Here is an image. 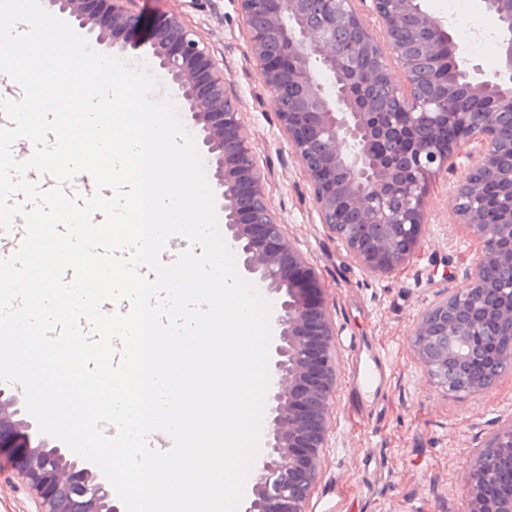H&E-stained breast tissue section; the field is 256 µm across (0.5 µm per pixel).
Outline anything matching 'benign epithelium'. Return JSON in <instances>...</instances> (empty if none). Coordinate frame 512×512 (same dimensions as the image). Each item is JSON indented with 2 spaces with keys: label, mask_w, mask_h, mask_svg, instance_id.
Segmentation results:
<instances>
[{
  "label": "benign epithelium",
  "mask_w": 512,
  "mask_h": 512,
  "mask_svg": "<svg viewBox=\"0 0 512 512\" xmlns=\"http://www.w3.org/2000/svg\"><path fill=\"white\" fill-rule=\"evenodd\" d=\"M372 3L369 27L355 2ZM124 0H51L91 33L148 32L152 55L171 77L184 120L212 155L224 200V240L241 272L278 298L271 313L268 418L244 512H308L329 437L337 388L335 332L323 286L275 216L266 180L244 132L240 98L178 17L149 22ZM248 46L288 147L313 189L321 223L360 268L388 276L414 257L426 224V177L451 172L462 146H479L452 195L456 222L478 241L464 284L431 303L410 341L428 383L445 396L488 391L477 359L512 367V286L496 269L512 250V0H480L509 36L501 69L486 75L460 55L422 0H239ZM458 81L448 82V69ZM464 97L493 110H464ZM511 135H500L503 126ZM506 196L496 223L484 219V188ZM0 388V460L20 472L39 512H119L112 486L88 464L20 417ZM465 474L461 512H512V490L496 491L512 466V417L493 421Z\"/></svg>",
  "instance_id": "benign-epithelium-1"
}]
</instances>
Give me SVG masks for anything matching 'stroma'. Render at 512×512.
<instances>
[{
	"mask_svg": "<svg viewBox=\"0 0 512 512\" xmlns=\"http://www.w3.org/2000/svg\"><path fill=\"white\" fill-rule=\"evenodd\" d=\"M425 5L438 19L451 20L454 36L463 30L480 34L482 23L497 21L477 0H466L455 14L448 0ZM128 8L150 21L176 13L223 70L241 100L270 206L325 290L335 331L337 392L310 512H459L474 448L485 443L494 419L512 416V371L487 393L443 396L421 371L410 333L429 304L464 282L477 247L450 209L453 187L472 163V146L462 148L454 172L428 181V224L410 264L389 276L364 274L320 222L308 178L291 155L248 48L238 0H129ZM87 40L100 53L151 67L161 89L170 90L149 45H130L122 35L91 33ZM373 354L388 367L375 401L359 413L348 367Z\"/></svg>",
	"mask_w": 512,
	"mask_h": 512,
	"instance_id": "obj_1",
	"label": "stroma"
}]
</instances>
